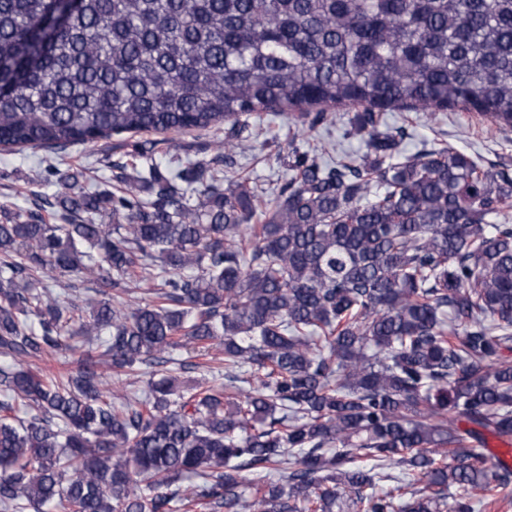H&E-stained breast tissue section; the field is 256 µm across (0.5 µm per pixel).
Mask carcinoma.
Wrapping results in <instances>:
<instances>
[{
  "mask_svg": "<svg viewBox=\"0 0 512 512\" xmlns=\"http://www.w3.org/2000/svg\"><path fill=\"white\" fill-rule=\"evenodd\" d=\"M340 109L365 151L326 162L302 144ZM448 110L512 127V0H0L1 149L224 129L174 175L136 141L110 191L57 170L54 199L0 205V351L82 338L59 382L0 367V512L509 499L483 432L512 445V174L405 154L381 121ZM272 115L296 175L263 204L220 173ZM69 276L99 285L84 317L51 289ZM218 346L224 384L163 375L118 402L101 372Z\"/></svg>",
  "mask_w": 512,
  "mask_h": 512,
  "instance_id": "1",
  "label": "carcinoma"
}]
</instances>
